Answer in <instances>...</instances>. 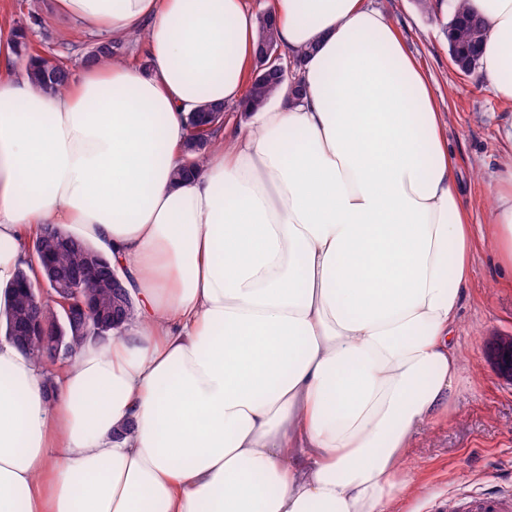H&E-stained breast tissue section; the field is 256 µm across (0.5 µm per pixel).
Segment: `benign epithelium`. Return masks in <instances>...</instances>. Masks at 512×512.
<instances>
[{
  "label": "benign epithelium",
  "instance_id": "1",
  "mask_svg": "<svg viewBox=\"0 0 512 512\" xmlns=\"http://www.w3.org/2000/svg\"><path fill=\"white\" fill-rule=\"evenodd\" d=\"M121 284L116 270L106 271L91 263L73 271L67 279L38 276L30 287L32 304L35 307L45 302L58 303L67 320L76 327L85 328L89 318L96 315V289L106 285ZM487 360L496 375L512 383V336H495L488 341Z\"/></svg>",
  "mask_w": 512,
  "mask_h": 512
}]
</instances>
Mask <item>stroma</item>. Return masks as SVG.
Segmentation results:
<instances>
[{
    "instance_id": "35a3bbf8",
    "label": "stroma",
    "mask_w": 512,
    "mask_h": 512,
    "mask_svg": "<svg viewBox=\"0 0 512 512\" xmlns=\"http://www.w3.org/2000/svg\"><path fill=\"white\" fill-rule=\"evenodd\" d=\"M50 0H0V32L25 22L29 11L42 18L33 40L46 54L75 45L85 51L94 36L65 33L49 16ZM393 24L408 52L431 78V92L448 114V144L459 167V191L471 208L476 237L475 274L458 311L463 370L449 417L420 435L406 459L417 491L399 512H448L449 502L499 493L512 495V385L486 363L489 336L512 334V287L499 281L493 243L482 231L502 165L512 156L504 134L512 129V106L504 103L480 72L464 75L450 64L448 11L423 12L416 0H368Z\"/></svg>"
}]
</instances>
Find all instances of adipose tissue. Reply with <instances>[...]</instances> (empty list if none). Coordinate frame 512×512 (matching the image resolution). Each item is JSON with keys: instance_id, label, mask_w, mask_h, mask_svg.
<instances>
[{"instance_id": "adipose-tissue-1", "label": "adipose tissue", "mask_w": 512, "mask_h": 512, "mask_svg": "<svg viewBox=\"0 0 512 512\" xmlns=\"http://www.w3.org/2000/svg\"><path fill=\"white\" fill-rule=\"evenodd\" d=\"M465 7L510 102L512 0ZM269 8L306 53L302 99L281 90L178 181L190 111L246 97L247 0H53L144 59L81 65L56 95L0 52V302L56 224L136 306L51 376L0 337V512H393L414 491L404 461L457 396L474 274L447 115L366 0ZM499 179L512 275L511 162Z\"/></svg>"}]
</instances>
